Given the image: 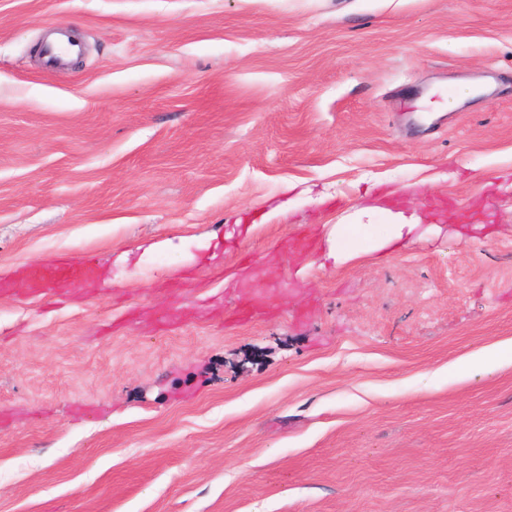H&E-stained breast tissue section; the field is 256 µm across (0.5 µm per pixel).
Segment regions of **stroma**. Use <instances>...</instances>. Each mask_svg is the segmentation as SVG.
Returning a JSON list of instances; mask_svg holds the SVG:
<instances>
[{
    "mask_svg": "<svg viewBox=\"0 0 512 512\" xmlns=\"http://www.w3.org/2000/svg\"><path fill=\"white\" fill-rule=\"evenodd\" d=\"M4 282L0 512H512V0H0ZM391 219L390 224H379L380 231L377 232L380 247H385L393 243L395 240L401 239L404 235V230L408 234L413 232L419 225L415 215L409 217L402 212L392 213L388 211ZM92 266L80 264H43L31 271V278L39 285L38 293L50 291L58 294V289L92 279Z\"/></svg>",
    "mask_w": 512,
    "mask_h": 512,
    "instance_id": "stroma-1",
    "label": "stroma"
}]
</instances>
